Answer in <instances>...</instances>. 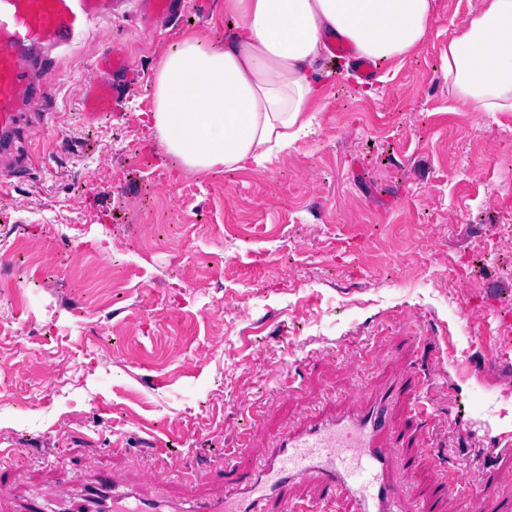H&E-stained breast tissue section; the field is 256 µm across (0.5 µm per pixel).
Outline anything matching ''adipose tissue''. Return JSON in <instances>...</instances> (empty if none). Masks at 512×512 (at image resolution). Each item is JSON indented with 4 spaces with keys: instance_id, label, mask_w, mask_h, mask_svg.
Returning <instances> with one entry per match:
<instances>
[{
    "instance_id": "adipose-tissue-1",
    "label": "adipose tissue",
    "mask_w": 512,
    "mask_h": 512,
    "mask_svg": "<svg viewBox=\"0 0 512 512\" xmlns=\"http://www.w3.org/2000/svg\"><path fill=\"white\" fill-rule=\"evenodd\" d=\"M224 45L194 36L169 47L145 115L165 152L197 173H262L312 131L326 44L375 61L424 39L433 0H224ZM444 73L475 112H512V0H483L448 43Z\"/></svg>"
}]
</instances>
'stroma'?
<instances>
[{
    "instance_id": "35a3bbf8",
    "label": "stroma",
    "mask_w": 512,
    "mask_h": 512,
    "mask_svg": "<svg viewBox=\"0 0 512 512\" xmlns=\"http://www.w3.org/2000/svg\"><path fill=\"white\" fill-rule=\"evenodd\" d=\"M204 2L148 31L115 0L57 51L54 116L20 145L36 172L0 188V500L57 512L61 464L75 485L95 468L196 497L404 366L427 384L395 412L426 405L434 463L498 469L473 436L512 435V386L484 375L512 366V240L489 234L512 225V112L456 107L443 70L482 0H435L374 96L326 78L313 135L268 171L210 174L141 120L172 44L223 46L224 0ZM108 39L141 79L117 83L118 113L88 129L83 83Z\"/></svg>"
}]
</instances>
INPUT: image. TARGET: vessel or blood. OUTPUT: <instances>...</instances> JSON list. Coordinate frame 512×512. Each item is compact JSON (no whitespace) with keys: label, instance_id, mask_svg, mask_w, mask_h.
<instances>
[{"label":"vessel or blood","instance_id":"obj_1","mask_svg":"<svg viewBox=\"0 0 512 512\" xmlns=\"http://www.w3.org/2000/svg\"><path fill=\"white\" fill-rule=\"evenodd\" d=\"M144 24L154 27L181 15L183 0H139ZM112 12V0H0V166L11 177L30 168L16 144L35 126H47L49 110L31 112L32 98L50 102L54 83L53 49H73L99 20ZM134 84L139 71L123 49L108 46L96 62V74L85 86L81 116L93 125L112 117L116 79ZM423 378L401 368L385 385L349 392L341 410L307 421L276 440L270 454L254 469L225 483L222 492L190 501L164 495H141L120 487L111 475L95 473L68 512H325L348 501L352 512H436L451 489H471L469 512H512V499L488 498L487 472L457 471L438 478L435 499L407 500L392 477L397 460L407 467L428 461L429 443L412 425H396L399 397L422 391ZM417 449L405 459L402 449ZM313 488L311 497L297 495L299 483Z\"/></svg>","mask_w":512,"mask_h":512}]
</instances>
